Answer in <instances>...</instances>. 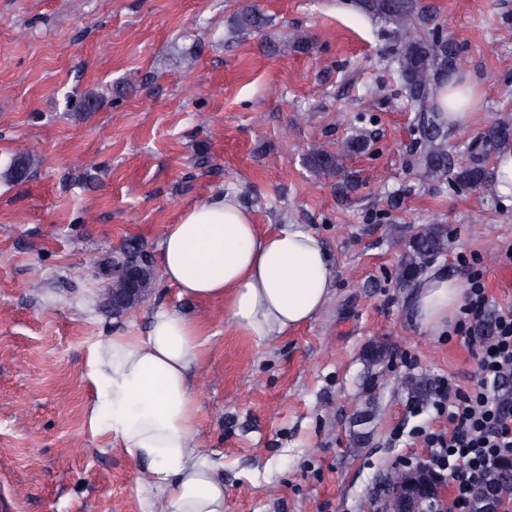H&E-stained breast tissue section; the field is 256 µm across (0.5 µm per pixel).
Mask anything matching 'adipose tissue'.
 I'll use <instances>...</instances> for the list:
<instances>
[{"mask_svg":"<svg viewBox=\"0 0 512 512\" xmlns=\"http://www.w3.org/2000/svg\"><path fill=\"white\" fill-rule=\"evenodd\" d=\"M161 276L181 299L218 301L233 333L269 342L309 324L325 307L334 270L322 241L297 224H255L237 193L219 191L186 209L161 241ZM460 280L436 270L413 296L414 322L441 332L463 302ZM206 326L177 308L154 310L146 335L126 331L89 349L95 393L90 427L143 464L150 512H224V474L198 440L194 387Z\"/></svg>","mask_w":512,"mask_h":512,"instance_id":"obj_1","label":"adipose tissue"}]
</instances>
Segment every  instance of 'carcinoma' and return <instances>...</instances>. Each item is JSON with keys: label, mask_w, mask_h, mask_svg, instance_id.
<instances>
[{"label": "carcinoma", "mask_w": 512, "mask_h": 512, "mask_svg": "<svg viewBox=\"0 0 512 512\" xmlns=\"http://www.w3.org/2000/svg\"><path fill=\"white\" fill-rule=\"evenodd\" d=\"M357 6L388 25L389 65L395 67L410 106L420 112L422 150L417 167L421 176L438 183L450 179L468 188L485 184L489 178L486 157L512 144V124H490L481 146L471 148L469 162L455 165L456 146L448 143V123L441 118L442 109L430 102L433 89L462 70L463 63L453 40L437 31L418 0H358ZM236 24L240 31L259 30L267 24V18L258 7L250 5L239 14ZM38 162L35 151H20L10 161L7 172L19 180ZM405 247L397 280L400 287L412 288L425 266L448 251V230L442 224L414 226L408 232ZM404 386L417 404L424 405L432 398L433 386L427 378L410 377ZM437 484L439 480L430 464L395 468L385 477V490L377 512H400L406 498L411 499L413 512H433ZM498 490L505 493L512 490V460L482 476L476 488L477 503L489 504Z\"/></svg>", "instance_id": "carcinoma-1"}]
</instances>
